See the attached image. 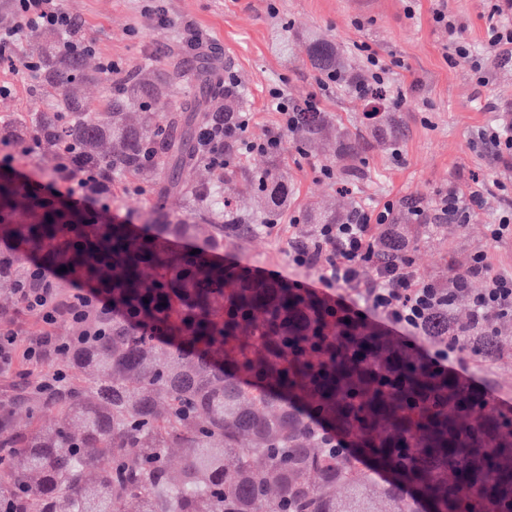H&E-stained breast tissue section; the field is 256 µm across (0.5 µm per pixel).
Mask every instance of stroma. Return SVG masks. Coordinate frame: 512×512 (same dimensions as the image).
Listing matches in <instances>:
<instances>
[{
	"mask_svg": "<svg viewBox=\"0 0 512 512\" xmlns=\"http://www.w3.org/2000/svg\"><path fill=\"white\" fill-rule=\"evenodd\" d=\"M62 3L82 20L83 33L95 43L94 61L109 59L120 68L111 82L87 85L86 111H106L116 96L114 83L139 72L165 79L162 96L151 100L150 117L166 124L172 113L198 99V74L208 66L218 74L236 76L240 94L228 104L233 111L252 113L250 138L262 139L276 127L279 116L269 93L278 88L299 105L319 96L323 116L359 144L364 162L348 179L323 173L336 165L332 136L304 151L291 141L275 156L245 155L221 172L204 159L185 167L183 181L217 186L242 212L253 215L260 211L252 192L254 175L275 166L288 180L291 191L275 226L259 228L241 243L225 247L220 255L224 263L314 285L318 270L288 264L289 239L313 232L314 214L388 201L401 213L430 203L449 187L464 191L476 183L483 187L482 202L466 222L453 224L432 216L417 226L412 251L416 267L424 279L444 285L483 250L496 271L512 274V237L493 242L487 236L488 225L498 223L512 200V168L497 163L493 148L479 138L499 117L512 119V58L496 56L487 33L488 14L512 23V0H165L168 21L163 26L153 20L151 0ZM443 6L461 24L469 55L447 56L448 31L432 19L433 11ZM190 26L201 32L204 47L193 50L186 45L184 33ZM317 37L343 50L351 79L366 73L361 45H369L390 65L381 114L396 121L395 143L377 134L366 103L349 83L322 95L321 74L306 54ZM283 40L290 47L285 54L279 50ZM481 57L490 61L484 85L472 72L474 59ZM0 86L10 89L0 97V122L49 105L35 97L33 80L5 60L0 62ZM164 184L160 177L113 178V214L136 215L160 199L170 214L209 223L207 212L189 211L182 192L163 193ZM499 328L506 338L505 356L478 364L472 374L498 398L512 401V317L502 319Z\"/></svg>",
	"mask_w": 512,
	"mask_h": 512,
	"instance_id": "1",
	"label": "stroma"
}]
</instances>
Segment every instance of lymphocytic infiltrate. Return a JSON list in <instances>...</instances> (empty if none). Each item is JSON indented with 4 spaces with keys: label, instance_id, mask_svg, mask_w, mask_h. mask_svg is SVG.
Listing matches in <instances>:
<instances>
[{
    "label": "lymphocytic infiltrate",
    "instance_id": "1",
    "mask_svg": "<svg viewBox=\"0 0 512 512\" xmlns=\"http://www.w3.org/2000/svg\"><path fill=\"white\" fill-rule=\"evenodd\" d=\"M12 6L20 22L0 27V60L10 58L23 39L24 27L43 28L61 35L80 27L79 21L60 7L59 0H12ZM270 95L279 121L264 139L248 137L251 113L216 112L198 132L197 153L208 158L213 168L220 169L228 149L237 156L276 155L284 151V135L296 126L300 111H318L319 101L310 98L300 108L290 103L281 90H271ZM58 163L65 173L41 183L43 195L66 210L111 223V206L88 192L85 175L70 169L67 154H60ZM393 208L390 202L380 207L359 206L347 222L317 225L310 239L290 244L288 263L295 268L319 267L320 288L316 295L337 315L367 325L389 341L412 350L435 374L466 386L479 403H486L488 389L475 381L462 361L468 348L464 336L452 333L437 338L430 334L435 307L447 297L445 289L419 276L407 244H399L388 259L376 256L382 238L393 232ZM471 277L483 278L484 286L471 298L470 323L485 332H494L501 317L512 315V274L495 272L487 252L479 251L466 272L456 275L455 283L464 285ZM57 281L56 269L42 261L27 264L12 274L16 307L32 318L36 331L26 344H19L11 315L0 312V378L45 372L46 363L62 361L80 338H58L54 329L59 321L83 325L85 335H96L92 316L98 310L111 309L109 288L77 284L66 295ZM419 336L429 337V346L416 345ZM45 374L51 385L66 378L60 369Z\"/></svg>",
    "mask_w": 512,
    "mask_h": 512
}]
</instances>
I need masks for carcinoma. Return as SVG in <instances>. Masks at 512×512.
I'll return each instance as SVG.
<instances>
[{
  "mask_svg": "<svg viewBox=\"0 0 512 512\" xmlns=\"http://www.w3.org/2000/svg\"><path fill=\"white\" fill-rule=\"evenodd\" d=\"M30 27L20 67H36L34 91L53 96L55 109L37 111L0 139L21 132L39 144L45 174L61 146L74 168L109 193L114 175H165L199 208L212 209L216 191L182 181L197 157L192 130L175 113L166 126L132 123L140 74L105 112L81 108L84 87L106 79L86 52L63 46ZM325 75L348 80L343 53L324 40L308 49ZM325 123L302 112L290 136L308 144ZM345 176L362 164L348 132L336 131ZM154 155L146 163L145 155ZM254 193L266 202L243 218L232 203L209 224L172 221L149 210L142 227L101 224L65 212L0 168V280L24 260L60 269L58 287L112 283V314L93 322L104 330L72 347L74 371L65 388L41 387L31 374L19 398L0 407V512H505L512 506V429L481 406L468 389L435 375L408 350L406 385L380 395L365 370L350 363L348 337L371 329L331 316L322 300L286 280L252 276L216 260L224 245L247 239L278 214L288 197L280 170L256 174ZM194 242L197 253L170 240ZM467 293L436 308L433 335L448 328L470 335L456 307ZM484 358L504 354L498 333L479 336ZM50 412L55 424H21ZM349 435L360 448L338 454L326 447L318 422ZM181 450L179 467L169 450ZM391 480L373 491L363 460Z\"/></svg>",
  "mask_w": 512,
  "mask_h": 512,
  "instance_id": "1",
  "label": "carcinoma"
}]
</instances>
